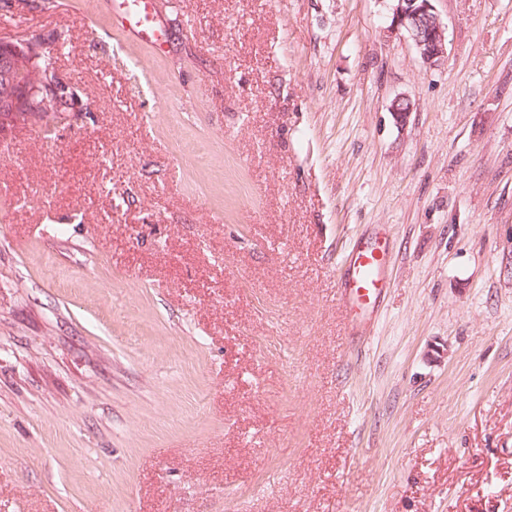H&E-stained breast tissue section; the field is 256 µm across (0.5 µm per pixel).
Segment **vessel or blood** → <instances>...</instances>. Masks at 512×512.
Segmentation results:
<instances>
[{"instance_id": "b4317fda", "label": "vessel or blood", "mask_w": 512, "mask_h": 512, "mask_svg": "<svg viewBox=\"0 0 512 512\" xmlns=\"http://www.w3.org/2000/svg\"><path fill=\"white\" fill-rule=\"evenodd\" d=\"M114 28L128 39L140 43H156L162 24L154 8V0H109ZM388 282L375 248L357 243L346 259V268L338 290V300L346 307L355 301L376 302Z\"/></svg>"}]
</instances>
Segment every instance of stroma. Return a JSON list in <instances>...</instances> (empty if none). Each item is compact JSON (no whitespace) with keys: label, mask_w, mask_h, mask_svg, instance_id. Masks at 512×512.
<instances>
[{"label":"stroma","mask_w":512,"mask_h":512,"mask_svg":"<svg viewBox=\"0 0 512 512\" xmlns=\"http://www.w3.org/2000/svg\"><path fill=\"white\" fill-rule=\"evenodd\" d=\"M67 2L0 0L79 106L0 136V512H512V0L434 66L389 0ZM111 6L112 26L128 39L156 44V35L162 31L153 0H108ZM338 301L345 307H352L354 301H368L372 305L388 288L385 271L376 255V248L364 242L357 243L347 256Z\"/></svg>","instance_id":"35a3bbf8"}]
</instances>
